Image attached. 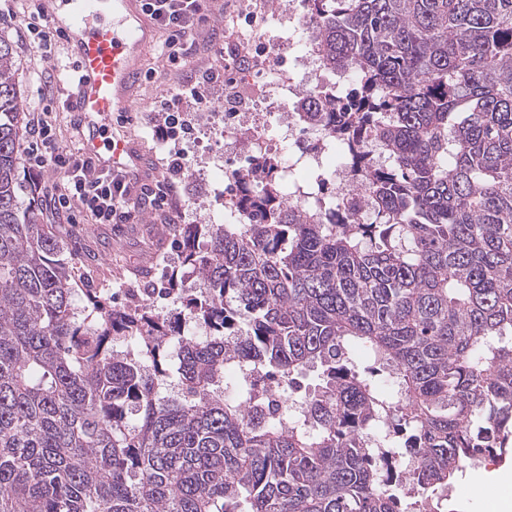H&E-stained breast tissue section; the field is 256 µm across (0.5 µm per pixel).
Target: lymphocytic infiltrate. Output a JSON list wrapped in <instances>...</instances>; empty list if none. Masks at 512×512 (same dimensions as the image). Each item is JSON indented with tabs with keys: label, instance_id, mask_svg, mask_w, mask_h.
Returning a JSON list of instances; mask_svg holds the SVG:
<instances>
[{
	"label": "lymphocytic infiltrate",
	"instance_id": "lymphocytic-infiltrate-1",
	"mask_svg": "<svg viewBox=\"0 0 512 512\" xmlns=\"http://www.w3.org/2000/svg\"><path fill=\"white\" fill-rule=\"evenodd\" d=\"M28 2L23 38L46 62L38 95L40 105L49 110L60 83L76 81L77 75L63 73L54 63L57 40L47 23L45 0ZM143 6L157 24L161 51L172 65L173 82L197 104H205V97L192 83L187 69L198 54L200 30L213 11L214 0H143ZM23 153L34 179H41L46 171L56 175V182L44 189L43 196L62 223L79 224L89 218L97 224H134L145 208L158 211L170 203V183H145L138 193H131L122 173L98 169L81 149L60 148L51 124L45 119L33 121Z\"/></svg>",
	"mask_w": 512,
	"mask_h": 512
}]
</instances>
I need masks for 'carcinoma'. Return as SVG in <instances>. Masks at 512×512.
<instances>
[{
  "label": "carcinoma",
  "mask_w": 512,
  "mask_h": 512,
  "mask_svg": "<svg viewBox=\"0 0 512 512\" xmlns=\"http://www.w3.org/2000/svg\"><path fill=\"white\" fill-rule=\"evenodd\" d=\"M308 2L353 101L312 103L302 132L384 154L356 186L369 223L243 177L247 223L181 228L207 291L176 315L90 290L76 308L71 260L24 200L0 29V512H405L380 466L404 446L406 485L440 512L465 464L512 446V0ZM130 331L136 350H115ZM254 372L283 409L249 392Z\"/></svg>",
  "instance_id": "cac0c4a2"
}]
</instances>
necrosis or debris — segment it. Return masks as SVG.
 Masks as SVG:
<instances>
[{
	"label": "necrosis or debris",
	"mask_w": 512,
	"mask_h": 512,
	"mask_svg": "<svg viewBox=\"0 0 512 512\" xmlns=\"http://www.w3.org/2000/svg\"><path fill=\"white\" fill-rule=\"evenodd\" d=\"M234 8L246 17L242 28L252 45L254 63L251 68H242L234 48L224 52L225 74L245 92L241 108L216 114L210 130L211 136L223 138L226 149L225 211L232 222H243L244 216L236 205L241 175H249L257 183L266 182L272 174L284 180L298 164L308 162L331 170L336 209L347 210L355 200L362 169L358 143H339L321 133L306 138L299 133L301 90L320 99L336 96V84L328 79L311 38L314 16L304 0H288L284 11L275 9L271 0H236ZM244 108L261 110L262 121L254 127L243 125L239 114ZM242 139L250 140L252 149L241 154L233 152V145ZM268 160L273 161L274 169L266 174L261 166Z\"/></svg>",
	"instance_id": "1"
}]
</instances>
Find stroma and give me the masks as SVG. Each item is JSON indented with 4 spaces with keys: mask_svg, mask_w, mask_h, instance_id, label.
<instances>
[{
    "mask_svg": "<svg viewBox=\"0 0 512 512\" xmlns=\"http://www.w3.org/2000/svg\"><path fill=\"white\" fill-rule=\"evenodd\" d=\"M11 5L16 18L10 22L9 29L17 42L20 57L16 78L28 103L32 104L37 99L38 77L44 62L34 49L26 46L20 33L28 9L27 0H12ZM146 64L153 69L155 76L139 82L135 102L137 110L148 114L149 119L147 123L129 127L128 133L144 141L145 158L154 164L155 178L169 179L178 184L185 202L186 223H219L224 216V206L217 202L214 194L203 189L197 177L200 169L197 152L202 148L208 149L215 164L224 162L223 141H212L207 137L212 113L224 109V85L220 82L209 85L210 109H201L192 99H182L183 117L190 125V132L170 146L153 135L154 126L162 124L164 119L159 110L160 103L172 93L167 78L168 65L164 55L157 52L149 54ZM173 149L185 154L187 175L159 166V159ZM38 217L45 229L62 241L72 256L75 290L104 285L111 290L133 286L144 291L154 287L179 264L176 246L178 225L156 223L153 213H145L138 224H58L43 208L39 209ZM501 471L512 475V454L484 458L477 465L465 466L455 478L451 498L445 501L443 512H496L502 496L495 476ZM480 475L486 478L487 484L484 495L476 496L471 491V482Z\"/></svg>",
    "mask_w": 512,
    "mask_h": 512,
    "instance_id": "35a3bbf8",
    "label": "stroma"
}]
</instances>
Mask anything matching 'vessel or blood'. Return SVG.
<instances>
[{
    "mask_svg": "<svg viewBox=\"0 0 512 512\" xmlns=\"http://www.w3.org/2000/svg\"><path fill=\"white\" fill-rule=\"evenodd\" d=\"M53 26L77 66L80 82L64 103L84 131L85 152L99 168L142 174L141 149L114 117L135 111V89L158 37L141 0H47Z\"/></svg>",
    "mask_w": 512,
    "mask_h": 512,
    "instance_id": "obj_1",
    "label": "vessel or blood"
}]
</instances>
